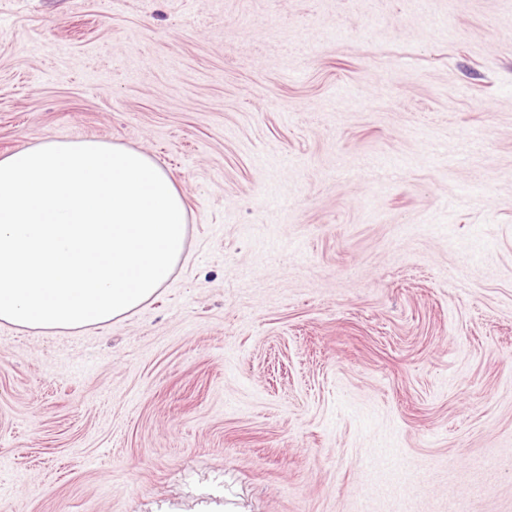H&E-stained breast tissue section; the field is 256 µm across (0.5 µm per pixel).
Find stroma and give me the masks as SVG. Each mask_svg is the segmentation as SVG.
Segmentation results:
<instances>
[{
  "mask_svg": "<svg viewBox=\"0 0 512 512\" xmlns=\"http://www.w3.org/2000/svg\"><path fill=\"white\" fill-rule=\"evenodd\" d=\"M77 138L187 248L0 322V512H512V0H0V155Z\"/></svg>",
  "mask_w": 512,
  "mask_h": 512,
  "instance_id": "stroma-1",
  "label": "stroma"
}]
</instances>
